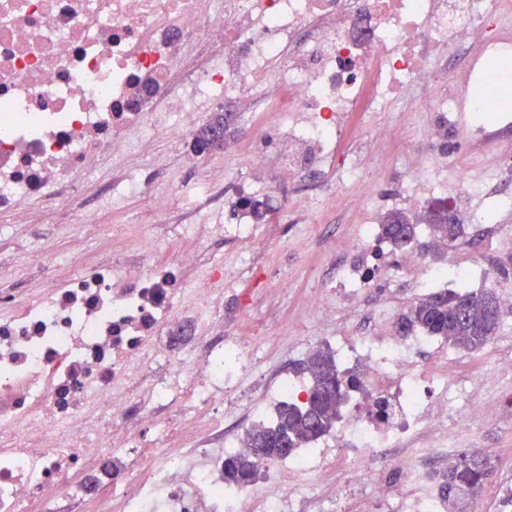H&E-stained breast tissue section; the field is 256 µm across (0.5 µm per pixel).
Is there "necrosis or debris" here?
<instances>
[{
	"label": "necrosis or debris",
	"mask_w": 512,
	"mask_h": 512,
	"mask_svg": "<svg viewBox=\"0 0 512 512\" xmlns=\"http://www.w3.org/2000/svg\"><path fill=\"white\" fill-rule=\"evenodd\" d=\"M512 26V0H0V232L39 210H75L101 170H116L110 198L149 201L153 223L179 220L194 246L154 262L161 241L141 238L121 263L73 255L76 271L43 275L17 298L0 289V512H72L107 498L111 512H296L289 478L346 473L314 512H350V484L367 481L385 512H442L434 475L485 410L462 356L446 339L401 336L380 288L416 294L495 277L473 267L390 257L377 234L383 210L430 204L472 212L482 234L512 245V225L484 207L488 183L458 174L439 142L460 106L488 139L512 116L487 96L443 89L462 48L492 46ZM234 104L270 164L261 180L233 176L223 211H177L181 172L203 155L181 151L164 179L130 173L128 159L160 136L194 139L198 116ZM394 142L398 192L376 196L367 144ZM335 179L364 202L336 284L307 300L319 335L293 357L330 347L360 385L330 435L296 455L257 460L247 488L224 486V401L245 394L259 336L221 337L224 285L238 272L206 263L202 241L232 238L265 250L278 185ZM359 307L362 322L339 327ZM304 378L275 372L248 402L271 421L304 401ZM195 436L167 448L169 414Z\"/></svg>",
	"instance_id": "obj_1"
}]
</instances>
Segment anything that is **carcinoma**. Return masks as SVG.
Returning <instances> with one entry per match:
<instances>
[{
	"label": "carcinoma",
	"mask_w": 512,
	"mask_h": 512,
	"mask_svg": "<svg viewBox=\"0 0 512 512\" xmlns=\"http://www.w3.org/2000/svg\"><path fill=\"white\" fill-rule=\"evenodd\" d=\"M428 229L431 236L443 240L453 241L462 234L456 213L445 208L437 210ZM381 231L396 249L402 248L403 240L418 241V225L400 211L386 217ZM492 300H497V296L488 289L427 294L398 319V326L406 334L446 337L456 347L476 352L493 339L500 324L501 317L487 314V304ZM462 301L470 308L465 320L458 317ZM298 370L307 375L309 393L320 394L322 398L308 404L282 403L271 423L247 430L242 448L224 457V485L246 488L257 477L255 458L281 459L328 434L334 427L337 409L347 400L349 391L359 385V374L339 371L332 352L322 348L300 363ZM285 438L292 444L286 454L280 448ZM492 474L488 456L478 451L457 454L448 463V469L436 474L446 512H468L475 495Z\"/></svg>",
	"instance_id": "1"
}]
</instances>
